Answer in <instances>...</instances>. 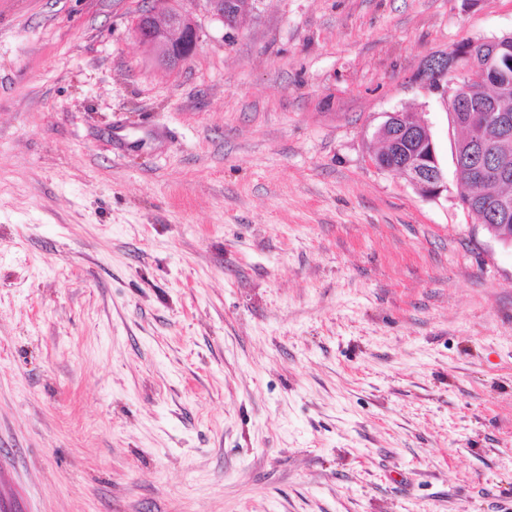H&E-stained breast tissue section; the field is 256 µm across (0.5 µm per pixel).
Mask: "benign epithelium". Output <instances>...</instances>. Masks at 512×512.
<instances>
[{
  "mask_svg": "<svg viewBox=\"0 0 512 512\" xmlns=\"http://www.w3.org/2000/svg\"><path fill=\"white\" fill-rule=\"evenodd\" d=\"M199 2L208 14L228 22L239 17L251 0ZM134 33L142 46L168 69H177L186 63L200 41L192 14L175 7L170 0H150L147 10L137 15ZM484 44L486 65L481 70L462 65L463 44L450 49L441 59L446 87L439 88L451 106L452 123L470 132L468 146L460 156L457 176L460 183L475 192L487 184L512 182V114L499 107V102L512 99V83L496 85L490 97L483 94L487 72L497 67L499 54L507 45L497 38L486 40ZM488 124L499 132L493 142L482 137V130ZM380 132L385 149L373 155L374 165L399 173L419 194L438 197L444 190V178L428 127L405 110L390 113ZM486 228L499 242L512 246L511 196L499 197L495 223Z\"/></svg>",
  "mask_w": 512,
  "mask_h": 512,
  "instance_id": "benign-epithelium-1",
  "label": "benign epithelium"
}]
</instances>
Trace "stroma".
I'll use <instances>...</instances> for the list:
<instances>
[{
  "instance_id": "35a3bbf8",
  "label": "stroma",
  "mask_w": 512,
  "mask_h": 512,
  "mask_svg": "<svg viewBox=\"0 0 512 512\" xmlns=\"http://www.w3.org/2000/svg\"><path fill=\"white\" fill-rule=\"evenodd\" d=\"M0 0V499L16 512H512V247L422 74L512 0ZM445 189L374 166L389 113ZM149 2L147 10L137 15L135 36L160 65L178 69L198 48L200 36L196 21L190 12L175 7L170 0ZM201 2L204 10L215 18L232 21L239 17L249 6L251 0H193Z\"/></svg>"
}]
</instances>
